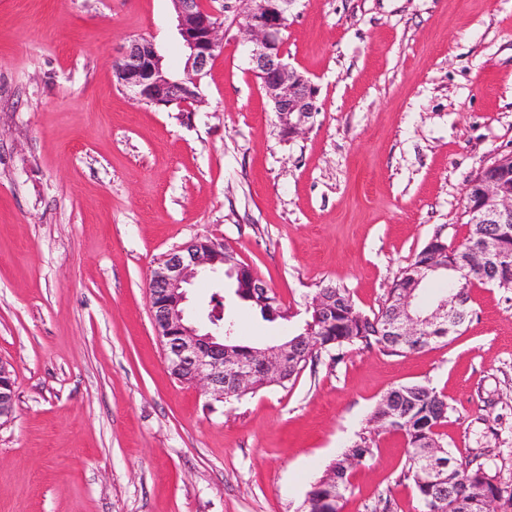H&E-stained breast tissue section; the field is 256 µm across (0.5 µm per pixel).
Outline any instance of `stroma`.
<instances>
[{"label": "stroma", "instance_id": "1", "mask_svg": "<svg viewBox=\"0 0 512 512\" xmlns=\"http://www.w3.org/2000/svg\"><path fill=\"white\" fill-rule=\"evenodd\" d=\"M184 56L171 0H0V512H300L392 388L448 402L439 440L512 489V289L475 284L459 334L418 351L321 353L294 383L214 400L178 382L150 312L154 268L207 237L276 294L264 320L197 280L239 341L298 334L325 285L378 311L436 230L467 234L465 187L512 154V0H299L286 59L317 88L279 134L230 29L202 102L158 108L112 67L135 39ZM341 512H421L401 432L379 430ZM10 365L0 360V422L11 420L15 411V391L11 379L7 383L1 382V377L11 376L8 372Z\"/></svg>", "mask_w": 512, "mask_h": 512}]
</instances>
